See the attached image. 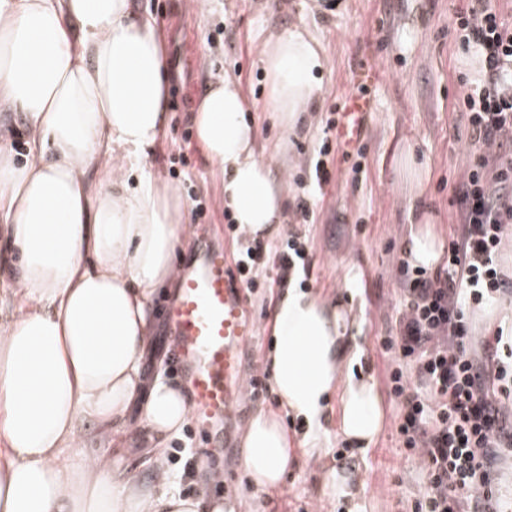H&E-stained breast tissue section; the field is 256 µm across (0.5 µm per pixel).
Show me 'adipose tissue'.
<instances>
[{
	"instance_id": "ef3b65f1",
	"label": "adipose tissue",
	"mask_w": 512,
	"mask_h": 512,
	"mask_svg": "<svg viewBox=\"0 0 512 512\" xmlns=\"http://www.w3.org/2000/svg\"><path fill=\"white\" fill-rule=\"evenodd\" d=\"M261 63L267 109L293 132L323 94L325 49L297 25L265 41ZM168 76L155 18L129 0H0V109L23 113L29 131L24 161L0 144V512H224L169 490L166 475L139 483L107 453L140 390L155 455L189 416L179 389L141 376L146 308L174 279L186 230L178 189L147 163ZM246 110L227 79L198 101L195 124L225 209L264 239L283 220L284 190L256 155ZM272 333V387L304 432L289 439L275 415L253 414L244 465L259 492L316 450L330 399L339 435L358 448L384 424L343 305L288 286ZM88 432L104 454L78 451Z\"/></svg>"
}]
</instances>
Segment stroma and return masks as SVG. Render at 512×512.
Segmentation results:
<instances>
[{
	"instance_id": "1",
	"label": "stroma",
	"mask_w": 512,
	"mask_h": 512,
	"mask_svg": "<svg viewBox=\"0 0 512 512\" xmlns=\"http://www.w3.org/2000/svg\"><path fill=\"white\" fill-rule=\"evenodd\" d=\"M324 2L209 0L202 11L193 0H132L134 9L154 16L171 69L184 77L179 90L169 94L165 134L149 158L162 179L181 186L187 202V231L176 249V263H183L204 241L232 254L242 249L224 215L220 179L193 134L195 104L212 84L231 78L240 83L248 103L246 117L258 130L257 154L285 188V222L269 243L279 249L289 235H298L310 260L307 290L348 309L350 330L364 348L365 367L384 400V428L371 448L337 458L344 441L336 434L338 411L329 408L319 456L298 458L277 489L260 495L242 464L244 424L261 410L276 415L289 435L301 431L273 390L242 404L233 445L216 455L209 470L184 469L186 449H202L192 423L183 425L158 464L140 451L142 423L127 427V451L117 459V467L147 484L154 483L158 468H166L172 488L181 496L205 501L220 496L215 478L229 480L238 488L236 512H316L320 507L326 512H406L419 490L416 465L406 459L396 433L398 407L386 379L391 357L381 346L394 326L401 295L396 268L414 229L410 189L398 171L397 157L401 145L409 142L426 161L429 175L422 202L435 217L433 232L449 242L457 222L455 192L470 159L465 122L452 109L458 76L468 67L449 35L465 0H334L330 10L324 9ZM300 23L323 45L328 74L316 110L295 136L286 138L265 110L267 84L259 51L271 33ZM408 25L418 32L410 47L399 38ZM364 66L373 69L376 78L368 86L374 108L362 134V170L353 172L354 158L332 155L327 162L332 180L315 191L308 180L310 160L324 137L326 119L338 100L353 91V71ZM300 196L310 200L311 223H304L295 209ZM352 270L358 274V290L351 295L344 281ZM266 275L272 286L246 295L255 324L254 338L245 349L246 380L264 367L273 339L271 311L284 291L274 282L275 267H268ZM176 288V282H169L152 297L151 344L144 363L177 387L180 379L164 365L171 342L159 308ZM332 468L360 483V490L345 499L326 492L324 478Z\"/></svg>"
}]
</instances>
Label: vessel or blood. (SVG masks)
Returning a JSON list of instances; mask_svg holds the SVG:
<instances>
[{
    "label": "vessel or blood",
    "mask_w": 512,
    "mask_h": 512,
    "mask_svg": "<svg viewBox=\"0 0 512 512\" xmlns=\"http://www.w3.org/2000/svg\"><path fill=\"white\" fill-rule=\"evenodd\" d=\"M371 108V100L345 95L337 136L355 141L360 119ZM165 318L174 344L175 370L187 393L195 429L205 441L200 458L206 463L227 445L225 431L241 393L243 353L254 333L243 283L224 248L205 243L185 260Z\"/></svg>",
    "instance_id": "1"
}]
</instances>
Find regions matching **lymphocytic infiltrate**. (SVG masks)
<instances>
[{"instance_id":"lymphocytic-infiltrate-1","label":"lymphocytic infiltrate","mask_w":512,"mask_h":512,"mask_svg":"<svg viewBox=\"0 0 512 512\" xmlns=\"http://www.w3.org/2000/svg\"><path fill=\"white\" fill-rule=\"evenodd\" d=\"M453 41L479 65L460 74L453 106L470 132L456 192L458 230L435 275L400 264L392 358L397 433L422 483L411 512H512L498 463L512 458V319L476 331L472 309L512 294L499 255L512 232V23L492 0H467Z\"/></svg>"}]
</instances>
